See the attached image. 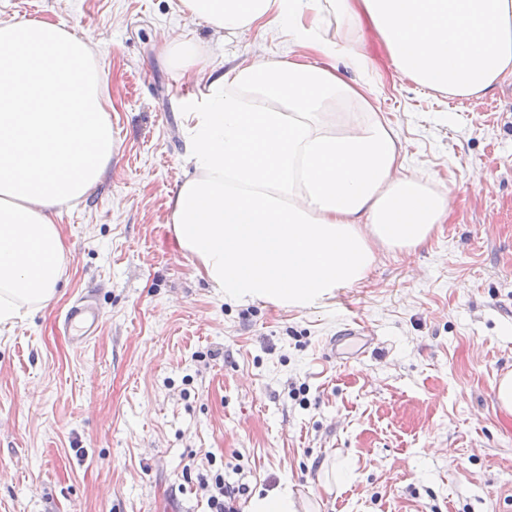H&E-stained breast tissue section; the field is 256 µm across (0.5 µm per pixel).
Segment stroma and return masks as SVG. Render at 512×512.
Returning <instances> with one entry per match:
<instances>
[{
	"mask_svg": "<svg viewBox=\"0 0 512 512\" xmlns=\"http://www.w3.org/2000/svg\"><path fill=\"white\" fill-rule=\"evenodd\" d=\"M0 18L94 30L117 150L100 184L57 222L67 248L56 298L0 336V512H210L201 480L283 488L317 512H507L512 418L495 382L512 370V77L466 99L339 62L395 128L407 165L454 187L440 234L382 257L325 305L225 302L173 238L184 182L183 113L205 91L156 48L192 33L232 67L286 58L264 28L218 37L179 0H0ZM91 295L95 336L63 318ZM365 326L361 355L331 349Z\"/></svg>",
	"mask_w": 512,
	"mask_h": 512,
	"instance_id": "1",
	"label": "stroma"
}]
</instances>
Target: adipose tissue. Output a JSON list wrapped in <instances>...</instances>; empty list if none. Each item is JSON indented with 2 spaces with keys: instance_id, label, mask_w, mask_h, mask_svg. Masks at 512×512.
<instances>
[{
  "instance_id": "1",
  "label": "adipose tissue",
  "mask_w": 512,
  "mask_h": 512,
  "mask_svg": "<svg viewBox=\"0 0 512 512\" xmlns=\"http://www.w3.org/2000/svg\"><path fill=\"white\" fill-rule=\"evenodd\" d=\"M233 34L285 36L289 57L213 67L189 33L161 30V56L196 69L192 174L169 200L175 241L225 301L323 305L385 254L442 230L450 188L408 172L370 89L336 62L369 57L372 31L398 77L471 97L512 76V0H180ZM345 20L332 30L331 15ZM100 43L43 19L0 20V332L57 296L66 250L57 210L89 195L117 146Z\"/></svg>"
}]
</instances>
